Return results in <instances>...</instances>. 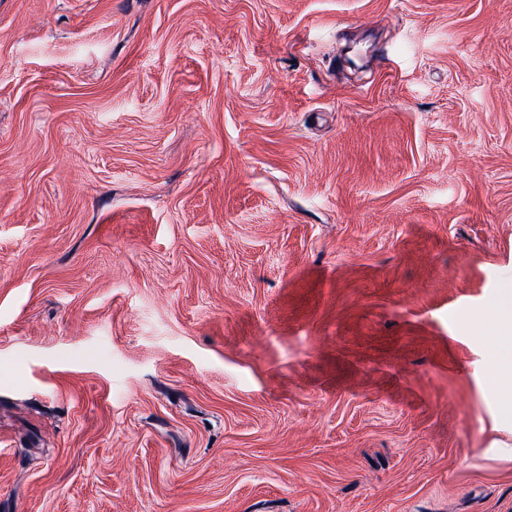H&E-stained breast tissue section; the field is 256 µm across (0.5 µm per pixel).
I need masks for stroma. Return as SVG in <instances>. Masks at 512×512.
I'll use <instances>...</instances> for the list:
<instances>
[{
  "label": "stroma",
  "mask_w": 512,
  "mask_h": 512,
  "mask_svg": "<svg viewBox=\"0 0 512 512\" xmlns=\"http://www.w3.org/2000/svg\"><path fill=\"white\" fill-rule=\"evenodd\" d=\"M512 0H0V512H512ZM493 325L501 336H505L501 346L505 353L501 364L493 369L494 379L502 397L503 420H512V289L503 288L498 299L491 306Z\"/></svg>",
  "instance_id": "stroma-1"
}]
</instances>
